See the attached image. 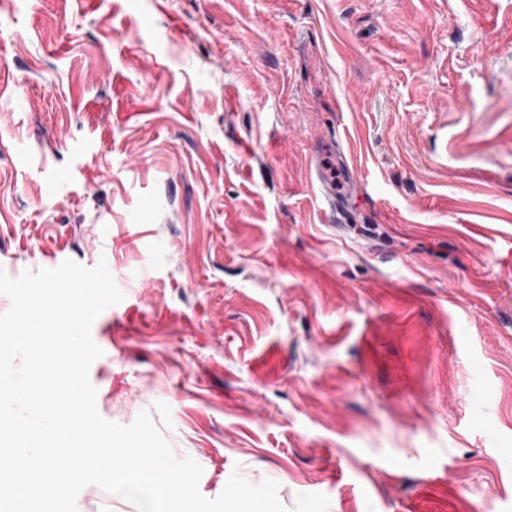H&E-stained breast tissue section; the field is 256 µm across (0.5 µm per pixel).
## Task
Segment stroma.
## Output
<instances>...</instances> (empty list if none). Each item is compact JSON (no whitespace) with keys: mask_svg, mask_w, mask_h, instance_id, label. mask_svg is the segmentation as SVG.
<instances>
[{"mask_svg":"<svg viewBox=\"0 0 512 512\" xmlns=\"http://www.w3.org/2000/svg\"><path fill=\"white\" fill-rule=\"evenodd\" d=\"M68 259L203 496L512 512V0H0V269Z\"/></svg>","mask_w":512,"mask_h":512,"instance_id":"stroma-1","label":"stroma"}]
</instances>
